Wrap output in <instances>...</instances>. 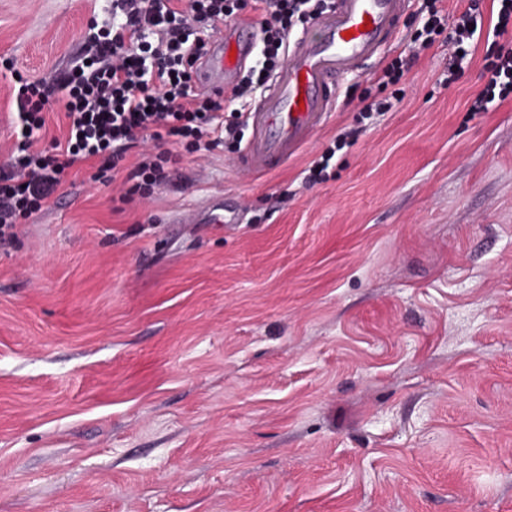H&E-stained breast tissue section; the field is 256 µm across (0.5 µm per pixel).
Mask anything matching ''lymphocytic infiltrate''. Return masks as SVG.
Returning <instances> with one entry per match:
<instances>
[{
    "mask_svg": "<svg viewBox=\"0 0 512 512\" xmlns=\"http://www.w3.org/2000/svg\"><path fill=\"white\" fill-rule=\"evenodd\" d=\"M493 40L483 58V89L470 101L473 112L488 111L512 95V0H498ZM332 0H113L116 21L98 35L64 80L20 78L15 96L18 155L0 166V239L14 237L20 220L40 210L63 185L65 170L83 171L92 159L104 169L118 168L127 152L152 141L187 143L193 151L211 150L224 140L241 142L252 99L264 91L285 61L294 30L328 10ZM426 15L412 43L448 47L445 84L457 82L468 63L471 43L483 26L479 0L449 18L442 0H426ZM255 13L260 31L256 59L225 92L196 85L198 64L211 34L224 22ZM418 55L395 57L377 79L381 98L363 105L366 113L391 111L405 95L400 83ZM63 112L64 138L38 148L46 112ZM178 158L163 150L143 153L126 175L127 195L146 196L179 179Z\"/></svg>",
    "mask_w": 512,
    "mask_h": 512,
    "instance_id": "1",
    "label": "lymphocytic infiltrate"
}]
</instances>
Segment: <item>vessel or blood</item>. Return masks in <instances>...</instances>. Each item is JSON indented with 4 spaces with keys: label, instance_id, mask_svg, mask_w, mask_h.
I'll use <instances>...</instances> for the list:
<instances>
[{
    "label": "vessel or blood",
    "instance_id": "vessel-or-blood-1",
    "mask_svg": "<svg viewBox=\"0 0 512 512\" xmlns=\"http://www.w3.org/2000/svg\"><path fill=\"white\" fill-rule=\"evenodd\" d=\"M408 0H334L314 32L299 35L288 48L267 90L248 111L251 135L238 161L246 176L275 169L306 145L336 109L341 80L387 48ZM256 28L241 21L224 30L200 66L203 90L222 91L251 60Z\"/></svg>",
    "mask_w": 512,
    "mask_h": 512
}]
</instances>
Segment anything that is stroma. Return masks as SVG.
Wrapping results in <instances>:
<instances>
[{
  "label": "stroma",
  "instance_id": "35a3bbf8",
  "mask_svg": "<svg viewBox=\"0 0 512 512\" xmlns=\"http://www.w3.org/2000/svg\"><path fill=\"white\" fill-rule=\"evenodd\" d=\"M422 2L285 164L175 145L181 180L121 212L71 171L0 242V512H512V98L468 111L481 39L457 82L437 43L360 111ZM111 21L0 0V165L17 76ZM404 95H405V89L403 87L394 88L388 94L382 96L379 99H376V97H374L372 101L364 104L363 107L360 109V111L366 112V113L389 112L395 105L394 101L396 103H400L403 100Z\"/></svg>",
  "mask_w": 512,
  "mask_h": 512
}]
</instances>
